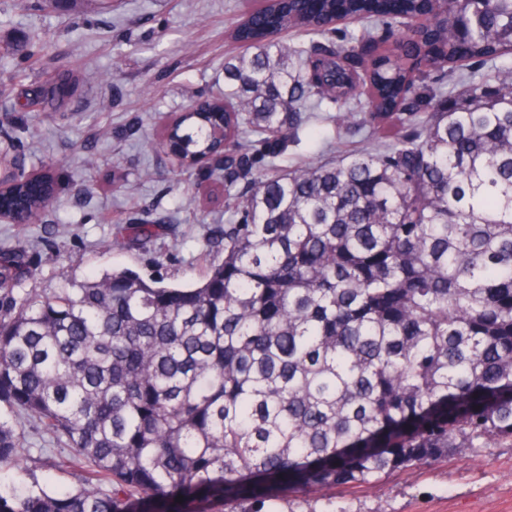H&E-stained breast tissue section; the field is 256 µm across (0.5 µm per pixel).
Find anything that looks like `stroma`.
I'll list each match as a JSON object with an SVG mask.
<instances>
[{
    "instance_id": "1",
    "label": "stroma",
    "mask_w": 512,
    "mask_h": 512,
    "mask_svg": "<svg viewBox=\"0 0 512 512\" xmlns=\"http://www.w3.org/2000/svg\"><path fill=\"white\" fill-rule=\"evenodd\" d=\"M243 0H69L60 11L46 0H0V46L46 41L43 66L29 70L24 53L0 58V82L15 72L41 84L68 78L64 102L40 112L14 108L22 86L0 95V155L8 174L51 167L57 201L40 223L0 219V244H24L27 287H59L129 268L168 283L189 284L224 256V210L190 204L213 181L176 169L157 148L167 117L224 88L227 31ZM336 107L314 113L335 140L289 145L274 164L299 167L343 152L377 148L367 129L344 125ZM121 224H150L152 237L112 248ZM284 497L340 512H512V445L454 448L447 458L331 489L288 488Z\"/></svg>"
}]
</instances>
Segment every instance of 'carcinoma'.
I'll list each match as a JSON object with an SVG mask.
<instances>
[{
	"mask_svg": "<svg viewBox=\"0 0 512 512\" xmlns=\"http://www.w3.org/2000/svg\"><path fill=\"white\" fill-rule=\"evenodd\" d=\"M258 0L230 31L217 112L170 134L192 162L224 127V258L185 287L129 269L24 287L0 252V466L21 457L78 486L0 484V512L174 508L219 492L231 512H295L268 482L369 483L512 442V0ZM343 17L360 28L328 38ZM308 43L272 41L267 26ZM395 53L352 76L380 26ZM365 96L391 141L334 164L264 163L310 138L311 113ZM42 92L21 108L39 112ZM244 188L237 189L238 183ZM14 180L40 214L55 193ZM123 224L112 246L148 236ZM54 443L33 448L29 432Z\"/></svg>",
	"mask_w": 512,
	"mask_h": 512,
	"instance_id": "1",
	"label": "carcinoma"
}]
</instances>
